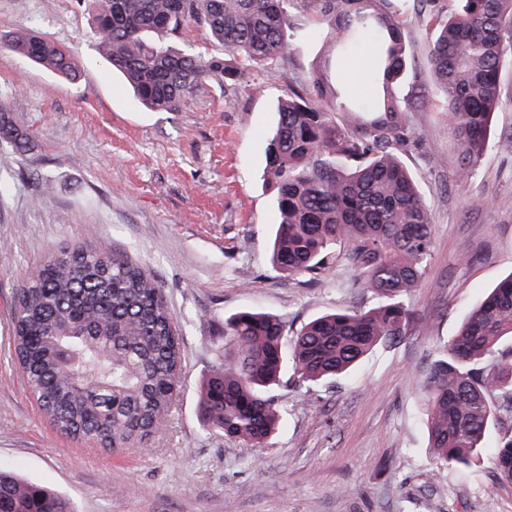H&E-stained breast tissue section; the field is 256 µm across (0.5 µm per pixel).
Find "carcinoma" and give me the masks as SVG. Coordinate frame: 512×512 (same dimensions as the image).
<instances>
[{
	"instance_id": "carcinoma-1",
	"label": "carcinoma",
	"mask_w": 512,
	"mask_h": 512,
	"mask_svg": "<svg viewBox=\"0 0 512 512\" xmlns=\"http://www.w3.org/2000/svg\"><path fill=\"white\" fill-rule=\"evenodd\" d=\"M98 46L149 109L177 110L208 82L293 51L294 0H90ZM309 0L323 25L309 94L281 100L265 181L279 224L270 259L282 273L318 281L341 262L375 304L338 307L288 335L278 315L241 310L224 319V343L203 379L198 412L207 430L246 448L267 443L283 415L274 390L288 375L319 385L345 376L380 344L407 331L411 289L433 247V213L400 159L413 141L409 112L430 100L412 42L414 22L436 31L426 68L444 98L468 182L485 150L512 154V132L491 138L503 103L501 70L512 56V0ZM210 31L208 55L150 42L189 25ZM368 34L383 43L373 62L381 98L345 110L328 79L329 58ZM18 55L76 79L65 50L36 33L8 41ZM0 105V143L29 138ZM512 273L492 288L425 369L424 423L435 464L469 467L492 449L512 483V435L489 438L491 397L512 413ZM182 334L163 288L130 258L102 246L51 252L16 292L13 348L53 429L118 453L165 423L183 383ZM0 512H75L66 496L0 469Z\"/></svg>"
}]
</instances>
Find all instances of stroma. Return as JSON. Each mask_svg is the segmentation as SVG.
Returning a JSON list of instances; mask_svg holds the SVG:
<instances>
[{"mask_svg": "<svg viewBox=\"0 0 512 512\" xmlns=\"http://www.w3.org/2000/svg\"><path fill=\"white\" fill-rule=\"evenodd\" d=\"M290 12L301 28L290 59L156 112L102 58L86 0H0V104L30 137L24 152L0 145V467L54 487L76 512H512V484L489 459L436 470L420 420L426 361L512 274V155L489 148L458 184L438 95L412 113L414 142L401 155L434 220L406 334L351 378L277 388L287 424L262 447L200 422L197 384L231 313H274L296 329L374 303L345 266L307 284L267 257L279 221L263 182L277 104L305 83L321 47L306 0ZM21 29L68 50L79 80L12 52L4 39ZM377 51L365 37L333 59L329 80L342 98L375 96ZM78 244L108 246L151 273L184 341V383L165 426L118 453L59 436L12 358L15 289L50 251Z\"/></svg>", "mask_w": 512, "mask_h": 512, "instance_id": "stroma-1", "label": "stroma"}]
</instances>
